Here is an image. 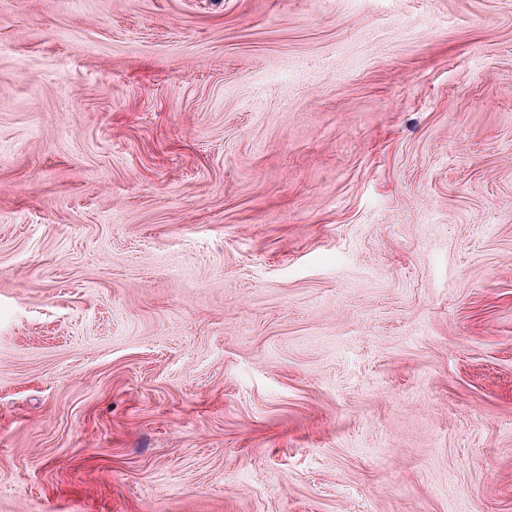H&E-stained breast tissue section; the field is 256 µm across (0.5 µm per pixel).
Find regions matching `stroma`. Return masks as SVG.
<instances>
[{
    "instance_id": "35a3bbf8",
    "label": "stroma",
    "mask_w": 512,
    "mask_h": 512,
    "mask_svg": "<svg viewBox=\"0 0 512 512\" xmlns=\"http://www.w3.org/2000/svg\"><path fill=\"white\" fill-rule=\"evenodd\" d=\"M0 512H512V0H0Z\"/></svg>"
}]
</instances>
